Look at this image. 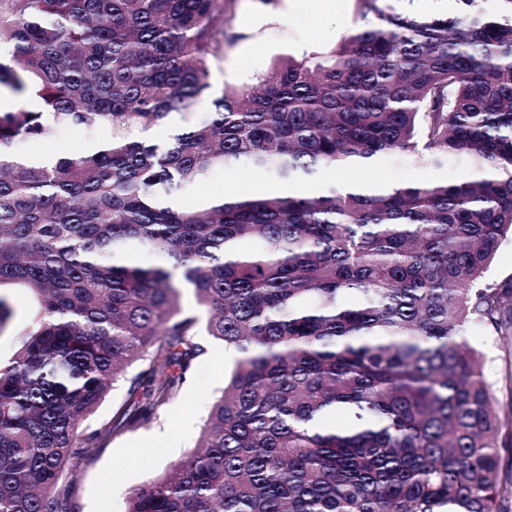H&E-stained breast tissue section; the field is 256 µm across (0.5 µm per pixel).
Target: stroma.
<instances>
[{"label":"stroma","mask_w":512,"mask_h":512,"mask_svg":"<svg viewBox=\"0 0 512 512\" xmlns=\"http://www.w3.org/2000/svg\"><path fill=\"white\" fill-rule=\"evenodd\" d=\"M356 18V0H339L332 14L322 11L320 0H307L302 9L293 8L292 0H237L234 25L245 38L213 62L211 82L218 89L248 84L277 57L299 58L306 52L330 49L354 27ZM471 170L461 157L429 165L391 154L369 168L319 170L309 183L329 187L348 179L452 182ZM467 337L486 356L485 375L494 385L497 403L511 402L512 344L491 328L469 329ZM205 344L207 353L195 361L180 394L157 418L113 438L107 447L91 449L76 471L64 472L78 512H124L129 490L162 473L194 448L232 362L221 341L209 338Z\"/></svg>","instance_id":"35a3bbf8"}]
</instances>
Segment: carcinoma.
<instances>
[{
	"mask_svg": "<svg viewBox=\"0 0 512 512\" xmlns=\"http://www.w3.org/2000/svg\"><path fill=\"white\" fill-rule=\"evenodd\" d=\"M332 49L214 89L240 35L231 0H0V289L35 322L0 366V512H76L68 467L151 421L206 353L233 350L199 445L129 492L125 512H501L512 403L495 407L468 328H501L512 282V0H357ZM210 100L207 121L143 133ZM102 149L43 164L18 144L64 125ZM464 156L456 182L356 183L308 196L182 193L216 169ZM139 248L169 266L124 258ZM182 271L172 279L169 268ZM193 290L198 312L181 306ZM132 401L84 423L111 386ZM489 278L498 283L512 278V241H503L498 248L489 274ZM10 301L15 308L14 324L20 327L31 325L34 321L37 306L28 293L16 288L10 290Z\"/></svg>",
	"mask_w": 512,
	"mask_h": 512,
	"instance_id": "cac0c4a2",
	"label": "carcinoma"
}]
</instances>
